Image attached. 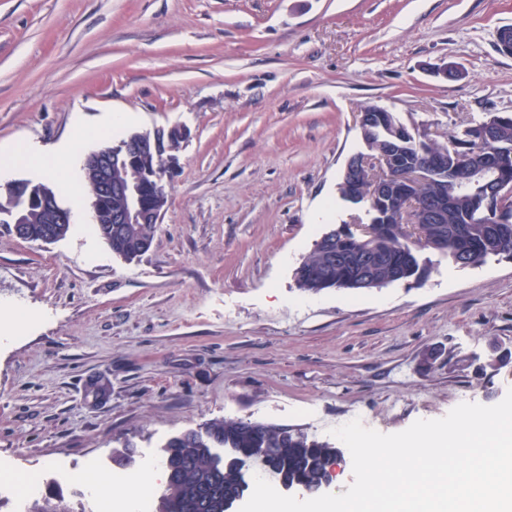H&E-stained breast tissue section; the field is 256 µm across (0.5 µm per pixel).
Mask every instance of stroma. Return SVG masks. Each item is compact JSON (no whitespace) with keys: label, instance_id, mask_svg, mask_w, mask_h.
I'll list each match as a JSON object with an SVG mask.
<instances>
[{"label":"stroma","instance_id":"35a3bbf8","mask_svg":"<svg viewBox=\"0 0 512 512\" xmlns=\"http://www.w3.org/2000/svg\"><path fill=\"white\" fill-rule=\"evenodd\" d=\"M512 0H0V151L67 148L77 125L183 138L148 252L71 224L52 243L0 225V457L117 472L214 419L385 434L512 388V260L420 281L300 290L332 224L357 115L443 143L512 113ZM451 64L454 80L434 76Z\"/></svg>","mask_w":512,"mask_h":512}]
</instances>
